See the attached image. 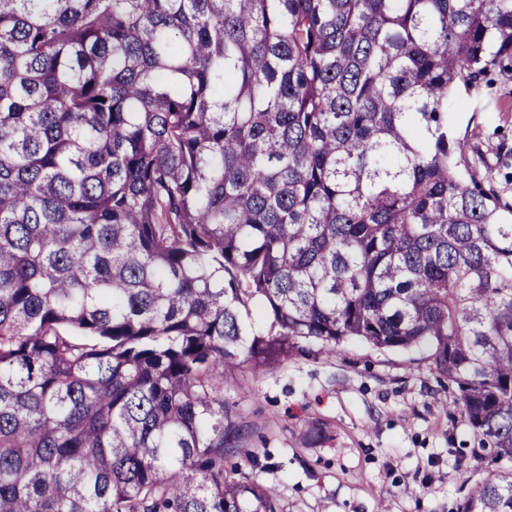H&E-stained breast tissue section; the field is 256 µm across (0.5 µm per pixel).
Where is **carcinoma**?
I'll use <instances>...</instances> for the list:
<instances>
[{"instance_id": "1", "label": "carcinoma", "mask_w": 512, "mask_h": 512, "mask_svg": "<svg viewBox=\"0 0 512 512\" xmlns=\"http://www.w3.org/2000/svg\"><path fill=\"white\" fill-rule=\"evenodd\" d=\"M496 66L512 0H0V512H282L242 349L427 344L512 462V219L448 125Z\"/></svg>"}]
</instances>
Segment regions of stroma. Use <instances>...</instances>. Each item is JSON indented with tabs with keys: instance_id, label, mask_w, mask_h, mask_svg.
I'll return each instance as SVG.
<instances>
[{
	"instance_id": "stroma-1",
	"label": "stroma",
	"mask_w": 512,
	"mask_h": 512,
	"mask_svg": "<svg viewBox=\"0 0 512 512\" xmlns=\"http://www.w3.org/2000/svg\"><path fill=\"white\" fill-rule=\"evenodd\" d=\"M448 122L503 211L512 210V74L458 85ZM224 401L252 430L259 482L283 512H456L488 467L425 349L353 342L302 352L268 370L243 363ZM324 438L309 441L310 428Z\"/></svg>"
}]
</instances>
